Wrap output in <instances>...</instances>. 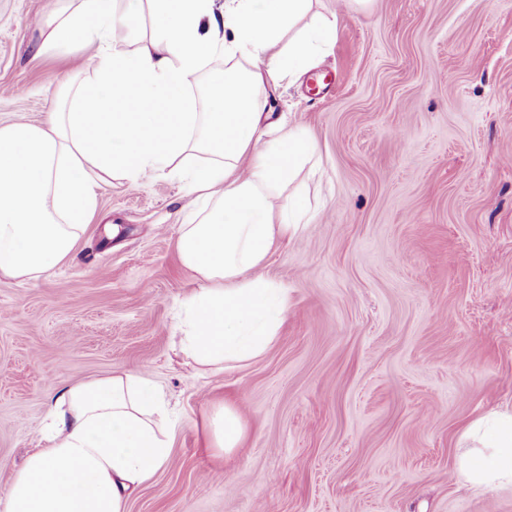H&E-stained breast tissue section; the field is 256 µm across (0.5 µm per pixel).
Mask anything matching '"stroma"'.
Here are the masks:
<instances>
[{
	"label": "stroma",
	"mask_w": 512,
	"mask_h": 512,
	"mask_svg": "<svg viewBox=\"0 0 512 512\" xmlns=\"http://www.w3.org/2000/svg\"><path fill=\"white\" fill-rule=\"evenodd\" d=\"M63 0H0V123L38 124L96 48L44 52ZM329 51L271 90V121L317 145L314 218L259 273L288 314L258 357L198 365L173 344L199 288L171 177L113 181L71 254L0 277V493L44 447L50 398L145 372L171 411L170 459L126 512H512L470 489L463 429L512 409V0H313ZM328 75V93L311 76ZM239 406L231 455L207 424Z\"/></svg>",
	"instance_id": "35a3bbf8"
}]
</instances>
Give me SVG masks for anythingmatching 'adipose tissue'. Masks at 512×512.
I'll use <instances>...</instances> for the list:
<instances>
[{
    "label": "adipose tissue",
    "mask_w": 512,
    "mask_h": 512,
    "mask_svg": "<svg viewBox=\"0 0 512 512\" xmlns=\"http://www.w3.org/2000/svg\"><path fill=\"white\" fill-rule=\"evenodd\" d=\"M117 0H74L41 24L43 50L93 43V76L62 84L39 125L0 124V276L35 281L64 261L98 210L102 186L149 176L186 179L182 264L202 286L182 302L179 349L218 366L262 354L288 310L286 289L255 272L310 222L297 179L316 148L302 129L255 134L269 91L309 71L336 21L313 0H147L150 25ZM142 41L128 52L122 41ZM226 68L199 103L192 77ZM170 420L149 377L122 371L50 399L45 447L27 458L0 512H125L170 451ZM213 447L246 434L237 406L210 417ZM457 467L472 489L512 487V413L492 412L461 435Z\"/></svg>",
    "instance_id": "obj_1"
}]
</instances>
